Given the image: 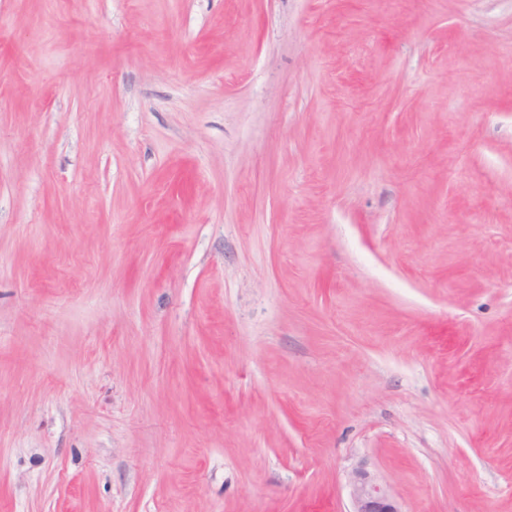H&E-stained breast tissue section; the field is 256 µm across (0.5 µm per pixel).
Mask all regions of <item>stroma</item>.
Returning a JSON list of instances; mask_svg holds the SVG:
<instances>
[{
	"label": "stroma",
	"mask_w": 512,
	"mask_h": 512,
	"mask_svg": "<svg viewBox=\"0 0 512 512\" xmlns=\"http://www.w3.org/2000/svg\"><path fill=\"white\" fill-rule=\"evenodd\" d=\"M512 512V0H0V512ZM348 487L353 507L350 512H404L390 487L363 462L350 471Z\"/></svg>",
	"instance_id": "obj_1"
}]
</instances>
